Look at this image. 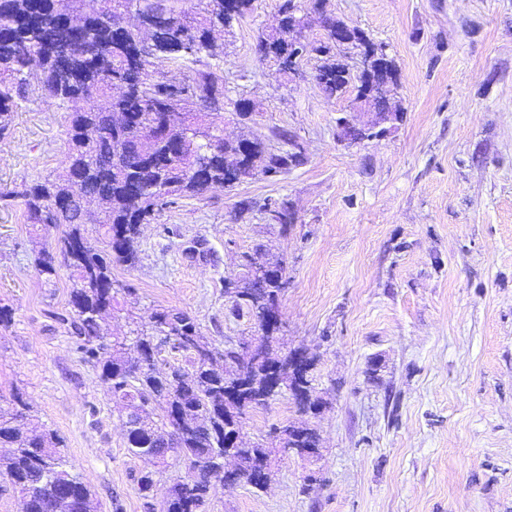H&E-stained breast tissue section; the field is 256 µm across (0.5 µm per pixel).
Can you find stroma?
I'll return each mask as SVG.
<instances>
[{
	"mask_svg": "<svg viewBox=\"0 0 512 512\" xmlns=\"http://www.w3.org/2000/svg\"><path fill=\"white\" fill-rule=\"evenodd\" d=\"M282 0H254L227 38L223 63H183L177 78L217 70L226 98L247 96L248 117L223 110L224 134L249 130L279 149L288 131L302 165L201 197H183L142 227L140 261L116 264L133 312L193 316L217 346L250 343L259 328L237 314L224 279L240 257L282 262L285 348L316 356L321 413L290 393L254 408L242 445L272 448L267 490L216 489L209 512H512V0H322L324 14L385 45L400 71L403 122L358 145L336 137L347 97L263 61L260 37ZM36 95L21 101L0 139V192L58 175L68 114ZM294 224H274L268 200ZM250 201L240 211V201ZM55 227L26 224L22 199L0 206V395L22 391L95 494L96 512H146L136 483L156 469L155 502L189 464L154 468L132 455L98 371L75 350L68 274L46 284L34 270ZM306 424L320 453L275 451L278 429Z\"/></svg>",
	"mask_w": 512,
	"mask_h": 512,
	"instance_id": "1",
	"label": "stroma"
}]
</instances>
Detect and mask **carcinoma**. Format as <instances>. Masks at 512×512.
<instances>
[{
	"instance_id": "1",
	"label": "carcinoma",
	"mask_w": 512,
	"mask_h": 512,
	"mask_svg": "<svg viewBox=\"0 0 512 512\" xmlns=\"http://www.w3.org/2000/svg\"><path fill=\"white\" fill-rule=\"evenodd\" d=\"M153 7L150 0H100L88 11L84 0H0V138L8 134L19 100L32 91L52 104L83 100L85 108L70 113L69 150L62 174L37 181L19 193L26 223L62 228L55 245L37 251L35 269L48 284L58 269L69 271V323L76 351L99 371L112 402L120 405L128 448L158 466L175 454L189 462L191 473L173 479L161 512H209L214 486L224 482V414L240 403L228 392L240 378L248 389L239 396L248 409L272 399L265 364L242 362L236 352L215 346L190 315L155 309L148 322L125 336H114L105 317L121 311L119 294L134 291L116 280L112 264L133 267L139 260L140 229L173 200L196 197L229 179L271 175L303 163L275 155L257 137L241 136L242 150L211 149L224 139L208 111L188 105L199 99L213 103L224 96L216 73L202 71L192 80L165 74L187 60L221 61L224 44L217 29L229 27L224 0H199L190 16L181 0H166L165 40L188 43L186 52L162 51L139 64L128 42L150 40L147 28L119 27L128 14ZM284 0L274 35L260 41L263 58L288 60V47L298 31L288 27ZM318 60V81L329 96L362 90L346 78L347 56L330 43L304 45ZM95 201V232L85 222L83 203ZM273 278L254 288L248 278L227 282L224 295L252 316L279 305L288 279L280 262L271 263ZM184 355L191 369L170 364L158 370L162 353ZM0 480L23 500L24 512H92V493L65 451L63 438L31 414L19 392L0 405ZM270 449L257 445L234 454L237 470L274 476ZM145 500L152 497L155 472L137 478Z\"/></svg>"
}]
</instances>
